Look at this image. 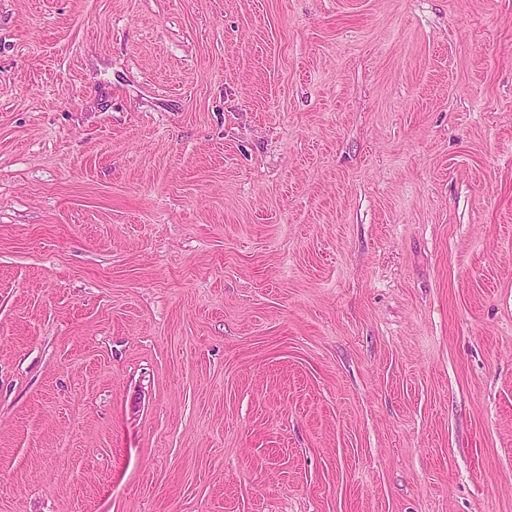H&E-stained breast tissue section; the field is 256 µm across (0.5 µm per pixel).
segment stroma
<instances>
[{
  "label": "stroma",
  "mask_w": 512,
  "mask_h": 512,
  "mask_svg": "<svg viewBox=\"0 0 512 512\" xmlns=\"http://www.w3.org/2000/svg\"><path fill=\"white\" fill-rule=\"evenodd\" d=\"M0 512H512V0H0Z\"/></svg>",
  "instance_id": "1"
}]
</instances>
